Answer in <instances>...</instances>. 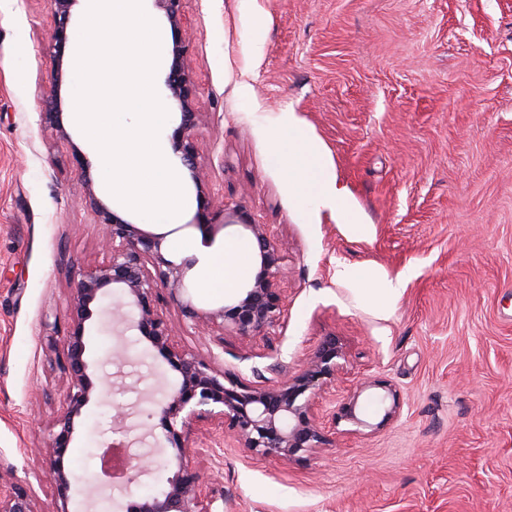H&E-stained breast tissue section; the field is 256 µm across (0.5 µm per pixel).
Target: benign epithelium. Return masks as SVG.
<instances>
[{
	"label": "benign epithelium",
	"mask_w": 512,
	"mask_h": 512,
	"mask_svg": "<svg viewBox=\"0 0 512 512\" xmlns=\"http://www.w3.org/2000/svg\"><path fill=\"white\" fill-rule=\"evenodd\" d=\"M78 0H49L52 40L55 47V85L62 80V66L70 47L73 7ZM174 33L166 98L180 112V124L171 135L172 150L181 170L188 172L197 189L195 224L206 233L211 224L209 194L203 191L194 138L199 113L195 112L193 84L185 65L182 37L183 0H153ZM38 121L68 142L60 97L53 98L38 113ZM80 175L87 186L85 204L103 226L102 247L107 260L85 269H75L69 300L67 334L58 340V360L68 374V404L53 424L47 452L54 465L46 475L37 477L66 503L68 493L85 480L65 460L78 437L81 422L98 394L95 365L112 359L107 350L96 356L86 338V327L105 314L107 299L119 291L122 302L115 312L132 318L133 327L177 373L176 382L158 404L166 456L161 467L168 471L159 490L137 497L127 512H224V494L203 486L195 467L202 449L190 444L193 424L215 420L232 434L239 450L252 456L276 459L288 464L301 453L317 448H334L314 414L315 400L336 382L343 369L346 353L335 335L325 336L307 357L303 367L276 386L250 385L224 370V359L217 353L201 357L174 347L173 329L163 318L162 309L175 303L181 314V332L207 336L220 349L224 337L272 336L285 319V296L279 277L287 252L269 224H260L239 208L224 214L228 223L238 225L253 240L254 259L259 264L255 276L240 286L227 304L210 310L198 309L182 299L185 270L192 263H175L165 257V236L151 233L138 223L125 219L93 189L90 163H79ZM51 340V344H56ZM401 403L397 391L380 382L364 381L339 409V419L354 426L352 432L370 435L399 417ZM148 461L132 457L123 462L113 477L123 479V489L131 492L146 471ZM37 495L28 483L4 479L0 473V512H38Z\"/></svg>",
	"instance_id": "obj_1"
}]
</instances>
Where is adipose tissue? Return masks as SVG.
I'll return each mask as SVG.
<instances>
[{
    "label": "adipose tissue",
    "mask_w": 512,
    "mask_h": 512,
    "mask_svg": "<svg viewBox=\"0 0 512 512\" xmlns=\"http://www.w3.org/2000/svg\"><path fill=\"white\" fill-rule=\"evenodd\" d=\"M288 149L300 157L299 163L291 165L288 170L291 183L304 187L306 194L316 198L323 208L335 212L339 223L351 231H361V224L346 203L345 191L324 169L317 149L294 131L289 134Z\"/></svg>",
    "instance_id": "obj_1"
}]
</instances>
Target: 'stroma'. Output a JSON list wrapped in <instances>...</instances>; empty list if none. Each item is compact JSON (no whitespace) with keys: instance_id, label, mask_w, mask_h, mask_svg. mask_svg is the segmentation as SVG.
<instances>
[{"instance_id":"35a3bbf8","label":"stroma","mask_w":512,"mask_h":512,"mask_svg":"<svg viewBox=\"0 0 512 512\" xmlns=\"http://www.w3.org/2000/svg\"><path fill=\"white\" fill-rule=\"evenodd\" d=\"M185 60L194 81L195 130L214 224L209 246L194 228L196 188L181 177L180 219L122 216L164 235L166 258L191 260L184 286L200 308V265L228 245L248 246L224 209L242 207L288 244L280 286L286 319L271 346L241 359L226 337L224 368L266 379L270 358L302 368L335 334L346 363L315 411L336 445L290 464L249 457L216 432L203 438L201 480L224 512H512V0H184ZM48 0H0V468L25 481L53 466L45 448L65 411L68 379L45 320L66 328L70 259L100 264V226L78 206L75 161L96 146L73 120L76 70L52 80ZM60 89L63 142L38 123ZM318 147L347 192L354 233L288 182V129ZM351 269L335 277L337 265ZM402 280L383 307L368 288ZM98 401L69 453L100 474L114 405L158 427L157 401L176 374L136 331L93 322ZM397 390L401 418L376 433L332 421L363 379Z\"/></svg>"}]
</instances>
